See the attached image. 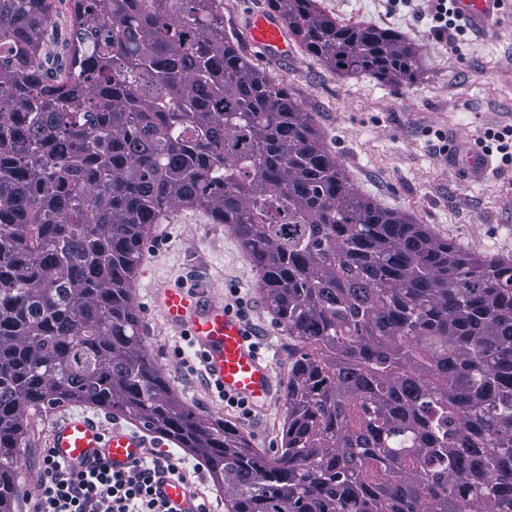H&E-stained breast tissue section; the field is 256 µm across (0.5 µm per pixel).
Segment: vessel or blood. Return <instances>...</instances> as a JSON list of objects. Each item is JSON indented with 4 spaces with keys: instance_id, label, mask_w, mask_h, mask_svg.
<instances>
[{
    "instance_id": "b4317fda",
    "label": "vessel or blood",
    "mask_w": 512,
    "mask_h": 512,
    "mask_svg": "<svg viewBox=\"0 0 512 512\" xmlns=\"http://www.w3.org/2000/svg\"><path fill=\"white\" fill-rule=\"evenodd\" d=\"M454 2L461 20L482 30L498 15L501 4V0ZM249 34L267 57L283 58L291 51L285 28L273 15L262 12L253 17ZM156 301L166 324L190 336L210 384L244 400L253 411L265 412L276 397L278 383L244 319L199 285L160 287ZM165 441V435L118 420L107 428L87 415L69 414L53 424L50 446L71 468L88 470L104 463L124 472L139 463L147 449L163 447ZM154 491L174 512H194L188 482L161 473L154 478Z\"/></svg>"
}]
</instances>
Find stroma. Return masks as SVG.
Wrapping results in <instances>:
<instances>
[{
    "instance_id": "35a3bbf8",
    "label": "stroma",
    "mask_w": 512,
    "mask_h": 512,
    "mask_svg": "<svg viewBox=\"0 0 512 512\" xmlns=\"http://www.w3.org/2000/svg\"><path fill=\"white\" fill-rule=\"evenodd\" d=\"M327 15L344 23L371 22L405 33L421 49L422 75L402 91L370 77L341 78L302 47L272 60L253 47L247 25L268 0H224V31L260 70L287 86L309 112L328 148L359 191L383 208L413 215L437 236L479 255H512V163L492 154L491 169L474 178L451 164L460 146L483 152L485 133L512 126V0H504L488 32L447 39L433 28L427 0H319ZM255 271L238 241L202 214L176 213L148 239L136 288V308L147 351L179 400L224 418L252 447L274 455L281 446L283 407L242 414L211 386L188 336L168 326L154 306L158 287L205 285L211 298L242 315L279 382L288 379V338L253 286ZM94 415L81 403L31 413L23 464L16 478L13 512H32L43 473L40 457L53 420ZM193 491L213 512H224V494L204 462L168 443Z\"/></svg>"
}]
</instances>
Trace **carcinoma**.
Listing matches in <instances>:
<instances>
[{"label":"carcinoma","instance_id":"cac0c4a2","mask_svg":"<svg viewBox=\"0 0 512 512\" xmlns=\"http://www.w3.org/2000/svg\"><path fill=\"white\" fill-rule=\"evenodd\" d=\"M0 0V512L30 410L102 407L208 467L226 512H512V258L467 253L359 192L288 88L224 35V0ZM339 77L394 87L419 47L271 0ZM183 209L222 224L288 336L269 458L172 392L137 271ZM56 9L59 13L57 20L59 23V37H58V43H54L53 35L51 30L48 31L45 40L46 45L48 49L56 54L59 55L60 60L62 59L64 61L66 56V51L62 48L61 41L64 39V36H66L67 31L70 28V18H69V11H68V4L66 2L59 3L56 2Z\"/></svg>","mask_w":512,"mask_h":512}]
</instances>
